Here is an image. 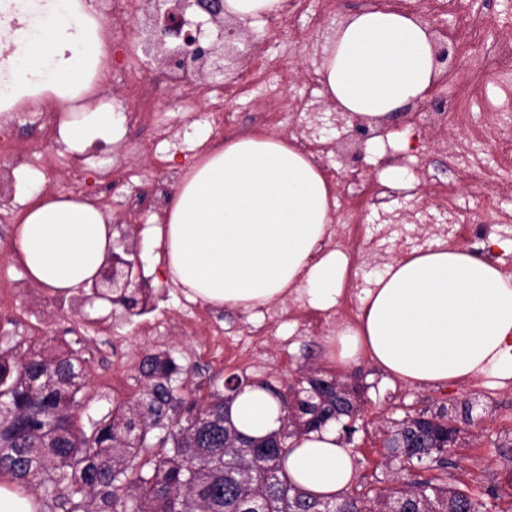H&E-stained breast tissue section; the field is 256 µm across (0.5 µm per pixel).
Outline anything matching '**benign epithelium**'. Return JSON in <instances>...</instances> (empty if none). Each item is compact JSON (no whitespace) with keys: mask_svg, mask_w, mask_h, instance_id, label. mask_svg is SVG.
I'll return each instance as SVG.
<instances>
[{"mask_svg":"<svg viewBox=\"0 0 512 512\" xmlns=\"http://www.w3.org/2000/svg\"><path fill=\"white\" fill-rule=\"evenodd\" d=\"M144 54L153 59L162 57L168 70L175 73L177 84L194 85L203 73L234 81L248 59L238 48L243 29L237 22L224 20V0H144ZM211 23L216 35L201 43L202 26ZM374 137L367 123L352 120L350 136L345 144L353 146L351 158L359 161L366 142ZM96 288H135L115 257L108 258L94 279Z\"/></svg>","mask_w":512,"mask_h":512,"instance_id":"obj_1","label":"benign epithelium"}]
</instances>
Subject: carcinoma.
Masks as SVG:
<instances>
[{"mask_svg":"<svg viewBox=\"0 0 512 512\" xmlns=\"http://www.w3.org/2000/svg\"><path fill=\"white\" fill-rule=\"evenodd\" d=\"M131 288L111 297L131 316L146 299ZM83 339L65 349L15 345L0 349V474L41 489L60 512H483L479 495L445 482L413 479L392 491L370 488L341 501L311 497L283 472L288 441L330 422L355 430L360 388L336 376H306L283 392L262 386L286 409L273 432L279 447L261 451L226 419L224 404L245 381L233 373L213 384L205 405L180 392L185 373L167 353L140 364L141 396L104 414L87 415ZM399 471L427 461L448 468L456 442L447 411L386 421Z\"/></svg>","mask_w":512,"mask_h":512,"instance_id":"cac0c4a2","label":"carcinoma"}]
</instances>
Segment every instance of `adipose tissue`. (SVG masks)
Listing matches in <instances>:
<instances>
[{
	"mask_svg": "<svg viewBox=\"0 0 512 512\" xmlns=\"http://www.w3.org/2000/svg\"><path fill=\"white\" fill-rule=\"evenodd\" d=\"M86 0H0V117L55 98L76 102L58 130L66 152L82 156L118 139L123 116L80 102L86 78L105 52ZM322 93L347 117L378 132L437 81L428 22L405 11L343 15L317 70ZM13 201L21 207L13 257L31 283L61 296L89 287L114 234L109 211L82 198L44 192L20 166ZM334 183L294 140L251 133L208 151L181 178L146 236L162 248L164 270L187 297L253 313L290 296L333 308L349 272L330 245ZM336 359L369 358L409 381L512 379V276L465 249L442 244L384 264L359 298L355 324L336 328ZM251 438L277 431L285 411L271 393L245 387L229 405ZM284 470L304 491L327 499L351 484L353 453L335 428L292 438Z\"/></svg>",
	"mask_w": 512,
	"mask_h": 512,
	"instance_id": "obj_1",
	"label": "adipose tissue"
}]
</instances>
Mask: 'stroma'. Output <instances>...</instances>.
<instances>
[{
	"instance_id": "obj_1",
	"label": "stroma",
	"mask_w": 512,
	"mask_h": 512,
	"mask_svg": "<svg viewBox=\"0 0 512 512\" xmlns=\"http://www.w3.org/2000/svg\"><path fill=\"white\" fill-rule=\"evenodd\" d=\"M500 0H455L451 12L441 13L425 8V15L441 31L465 34L467 19L479 20L483 42L493 47L508 30L496 19ZM145 20L140 0H120L108 13L103 32L112 50L113 63L134 65L142 77H163L158 88L154 110L169 126L170 139L155 142V155H147L145 147L154 142L149 128H126L120 136L119 149L106 146L89 150L81 159L63 155L54 172L45 177L43 188L56 194H69V169L80 163L88 182L106 174V156L116 154L122 161L121 174L129 193L141 194L144 204L138 212H130L123 199L108 197L104 207L114 221L142 228L157 213L152 191L158 181L168 180L170 172L191 166L205 152L216 129L205 118L210 98L223 95L218 78L204 75L197 82L200 96L195 105H185L179 89L167 82L166 68L157 60H147L141 48L140 28ZM244 35L252 42L270 46L273 66L300 75L310 65L309 51L286 43L284 37L270 28H246ZM489 64L483 51L456 47V61L447 70L443 85L434 87L432 96H457L465 91L470 77H487ZM419 104L400 112L392 129L408 131L417 151L410 154L386 148L383 155L363 161L359 166L344 162L341 129L326 130L324 151L318 163L335 176L359 170L366 183H374L377 170L400 166L412 174L415 190H399L394 202L401 211L440 204L441 182L453 183L460 219L475 224L482 218V201L497 194L503 214L501 223L492 225L490 234L512 241V192L500 191L495 183L501 163L493 140L474 143L476 159L471 168L457 170L439 148L444 132L466 138L467 132L456 123L446 130L432 129L421 120ZM12 225L0 224V290L8 291L9 310L0 316V330L10 331L22 346L64 347L74 337L84 339L87 386L83 390L92 406L108 408L114 402L140 396L144 384L138 367L149 353L168 352L188 369L187 387L199 400H206L216 377L232 373L254 381H269L279 389H287L303 374L320 370L354 377L360 386L362 406L356 422L357 430L347 444L354 455L356 475L379 489L392 485L393 467L387 464L379 427L383 419H400L422 411L447 410L459 428V437L451 449L452 465L446 469L449 486H468L474 492L495 489L486 498L485 512H512V382L499 386L495 378L479 375L466 382L412 384L388 375L370 360L346 367L327 357L325 344L336 324L357 319L358 300L355 291L339 298L335 307L323 312V323L300 329V310L293 301L271 307L257 316L201 306L187 299L182 289L168 282L156 261L154 244L139 239L142 277L153 288V308L139 317H125L122 310L104 301L86 303L80 295L58 298L47 289L33 285L23 269L11 258ZM249 326L257 330L262 349L249 360L229 362L224 358V339L213 335V328ZM292 338L290 348H282L284 338Z\"/></svg>"
}]
</instances>
